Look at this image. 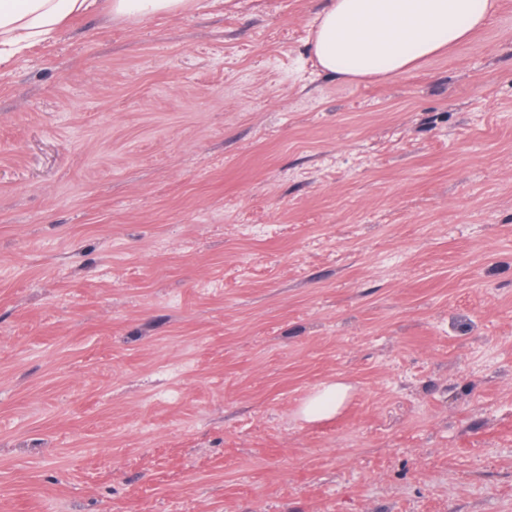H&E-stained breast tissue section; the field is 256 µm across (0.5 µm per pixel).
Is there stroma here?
I'll return each instance as SVG.
<instances>
[{"label":"stroma","instance_id":"35a3bbf8","mask_svg":"<svg viewBox=\"0 0 512 512\" xmlns=\"http://www.w3.org/2000/svg\"><path fill=\"white\" fill-rule=\"evenodd\" d=\"M323 3L0 68V512H512V0L365 81ZM349 386L341 382L323 383L316 387L301 407V416L317 421L335 415L348 396Z\"/></svg>","mask_w":512,"mask_h":512}]
</instances>
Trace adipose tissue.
Returning <instances> with one entry per match:
<instances>
[{"mask_svg": "<svg viewBox=\"0 0 512 512\" xmlns=\"http://www.w3.org/2000/svg\"><path fill=\"white\" fill-rule=\"evenodd\" d=\"M109 7L118 18L186 11L191 0H0V65L54 40L67 19ZM494 0H326L312 30L311 52L323 71L351 80L404 74L484 25ZM348 396L341 382L316 387L305 420L335 415Z\"/></svg>", "mask_w": 512, "mask_h": 512, "instance_id": "obj_1", "label": "adipose tissue"}]
</instances>
